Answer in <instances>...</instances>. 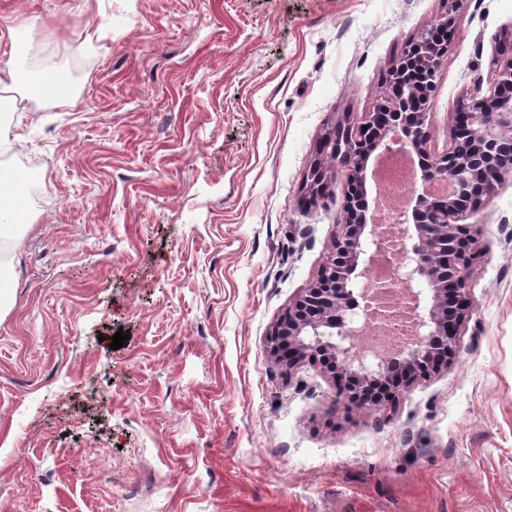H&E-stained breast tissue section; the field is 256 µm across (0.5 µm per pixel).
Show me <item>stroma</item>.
<instances>
[{"mask_svg":"<svg viewBox=\"0 0 512 512\" xmlns=\"http://www.w3.org/2000/svg\"><path fill=\"white\" fill-rule=\"evenodd\" d=\"M448 15L439 153L512 0H0L33 22L22 78L45 53L79 96L0 92V167L35 178L0 262V512H512L511 174L465 218L481 257L447 367L348 408L268 352L343 217V177L302 201L320 137Z\"/></svg>","mask_w":512,"mask_h":512,"instance_id":"35a3bbf8","label":"stroma"}]
</instances>
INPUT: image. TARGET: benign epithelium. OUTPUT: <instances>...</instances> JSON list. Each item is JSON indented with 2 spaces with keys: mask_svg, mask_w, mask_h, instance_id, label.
<instances>
[{
  "mask_svg": "<svg viewBox=\"0 0 512 512\" xmlns=\"http://www.w3.org/2000/svg\"><path fill=\"white\" fill-rule=\"evenodd\" d=\"M451 19L442 18L411 41L387 76L389 92L359 122L343 114L321 137L304 180L307 198L329 179L345 178L344 219L316 279L276 319L269 354L291 376L299 365L320 363L350 406L380 407L404 389L448 365L470 312L469 281L479 256L463 215L512 172V54L496 63L489 94L474 96L451 117V147L431 148L432 98L448 52ZM419 157L421 189H412L399 223L368 216L366 169L372 155ZM411 242L398 252L395 276L359 285L389 237ZM397 293L412 312V336L379 354L358 343L369 324L352 316V297Z\"/></svg>",
  "mask_w": 512,
  "mask_h": 512,
  "instance_id": "7a95c632",
  "label": "benign epithelium"
}]
</instances>
